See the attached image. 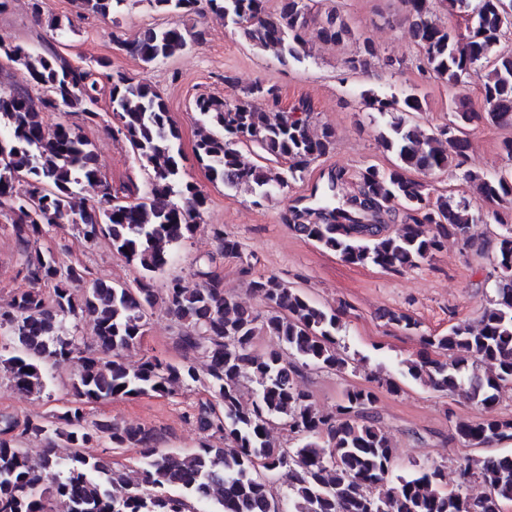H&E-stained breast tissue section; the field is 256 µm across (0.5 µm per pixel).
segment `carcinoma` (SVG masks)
<instances>
[{
	"label": "carcinoma",
	"instance_id": "cac0c4a2",
	"mask_svg": "<svg viewBox=\"0 0 512 512\" xmlns=\"http://www.w3.org/2000/svg\"><path fill=\"white\" fill-rule=\"evenodd\" d=\"M128 0H79V8L101 18H115ZM157 12L176 17L165 27H148L135 39L114 35L126 54L145 64L166 60L200 42L205 31L190 23L205 8L234 26L255 49L274 50L282 58L306 56L304 31L317 25L320 40L352 38L346 20L318 0H148ZM403 21L419 49V68L453 92L468 79L480 83L484 111L456 95L453 118L429 131L421 128V99L370 95L367 105L383 115L399 116L381 134L383 148L396 156L388 169L369 165L359 172L356 193L342 197L343 173L331 172L314 186L316 206L291 210L296 232L351 264H372L399 272L431 261L450 237L463 236L481 218L478 200L495 207L500 229L494 238L497 271L495 297L484 307L478 328L455 325L448 333L424 337L429 347L448 352V360L406 364L405 375L444 393H462L490 409L499 390L512 384V168L494 175L469 170L463 177L474 199L434 196L426 176L458 169L469 148L468 129L487 123L512 126V0H402ZM461 18L462 28L432 19L436 5ZM24 68L39 90L0 87V216L6 218L23 256L21 272L31 288L15 293L0 307V369L14 389L44 394L49 382L43 367L66 361L76 368L74 402L49 420H15L0 415V512H501L512 501V453H488L460 464L462 482L447 490L444 472L435 467L410 477L389 479L393 451L375 412L377 392L370 385L344 390L334 410L322 412L296 378L304 369L341 371L348 361L336 347L339 315L314 303L304 292L275 276L252 277L248 288L268 308L261 316L224 293V281L212 256L196 265L195 288L171 280L158 288L168 248L192 236L207 204L198 186L181 175L179 128L167 103L150 84L121 72L110 61L78 67L48 48L14 56L0 40V59ZM398 60L381 57L367 38L356 39L345 61L353 73ZM108 92L112 136L125 140L140 167L148 171L142 187L134 181L112 190L93 143L78 124L58 122L46 132L49 113H76L92 123L100 116L99 95ZM281 98L275 85L254 83L232 101L209 96L195 100L203 131L195 148L198 163L227 190L242 185L256 197L273 186L302 180L311 162L332 150L335 133L316 130L312 107L301 100L276 113ZM260 150L258 162L244 159L241 147ZM271 162H285L275 172ZM423 175L418 179L410 173ZM98 190L87 205L79 191ZM405 208L408 223L388 232L381 222ZM69 227L88 241L106 238L112 249L135 263L142 275L134 285L97 281L83 287L86 268L62 267L52 253L32 250L44 226ZM222 257H241L240 244L213 229ZM178 322L177 344L184 360L156 356L137 367L125 352L141 345L150 313L158 303ZM71 317L92 325L88 345L68 333ZM204 359L201 380L196 358ZM256 384L251 407L240 403V384ZM203 382L214 401L201 402L191 416L212 442L189 454L157 447V433L145 426H121L107 419L87 421L83 404L112 398L167 396ZM278 424L297 440L281 448L269 439ZM459 439L486 448L512 439V418L490 416L456 425ZM42 437L47 448L34 460L18 446L23 437ZM59 438L73 448L66 460L52 447ZM113 448H137L142 467L137 479L112 468L89 448L99 441ZM288 478L287 493L277 497L273 479ZM480 479L486 492L473 497L466 483Z\"/></svg>",
	"mask_w": 512,
	"mask_h": 512
}]
</instances>
